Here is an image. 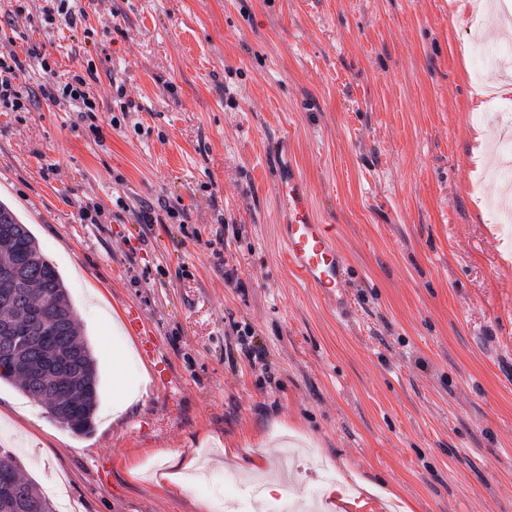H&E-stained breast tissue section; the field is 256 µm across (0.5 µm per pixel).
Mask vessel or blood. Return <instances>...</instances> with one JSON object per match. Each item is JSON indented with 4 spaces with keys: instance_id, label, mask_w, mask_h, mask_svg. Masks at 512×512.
<instances>
[{
    "instance_id": "b4317fda",
    "label": "vessel or blood",
    "mask_w": 512,
    "mask_h": 512,
    "mask_svg": "<svg viewBox=\"0 0 512 512\" xmlns=\"http://www.w3.org/2000/svg\"><path fill=\"white\" fill-rule=\"evenodd\" d=\"M276 180L286 203V219L280 233L290 266L322 296L335 297L347 270L332 225L320 223L296 170L278 172ZM125 324L140 336L142 358L154 359L152 329L143 315L138 310H128Z\"/></svg>"
}]
</instances>
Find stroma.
<instances>
[{"instance_id":"stroma-1","label":"stroma","mask_w":512,"mask_h":512,"mask_svg":"<svg viewBox=\"0 0 512 512\" xmlns=\"http://www.w3.org/2000/svg\"><path fill=\"white\" fill-rule=\"evenodd\" d=\"M460 3L73 0L81 24L45 28V0H0V51L55 63L19 89L92 71L100 128L65 100L0 112V200L64 277L100 384L76 435L0 382L27 477L71 512H512V216L491 170L512 66L470 51L512 46V0ZM288 166L336 227L335 300L288 267ZM145 205L183 216L142 224ZM133 307L168 386L117 364ZM119 368L139 398L116 420ZM287 446V491L248 495Z\"/></svg>"}]
</instances>
